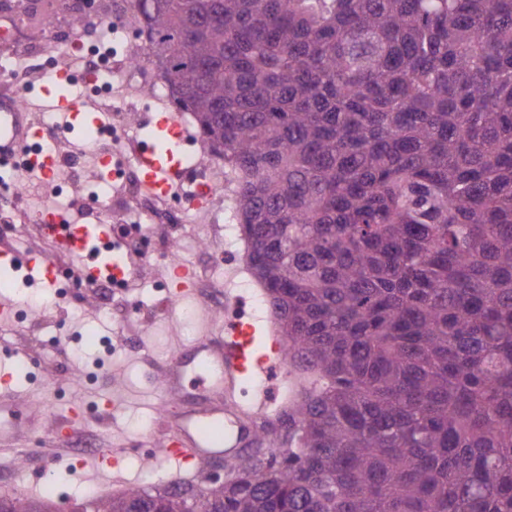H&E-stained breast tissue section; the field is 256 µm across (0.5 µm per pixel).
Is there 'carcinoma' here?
Here are the masks:
<instances>
[{
  "mask_svg": "<svg viewBox=\"0 0 512 512\" xmlns=\"http://www.w3.org/2000/svg\"><path fill=\"white\" fill-rule=\"evenodd\" d=\"M132 7L234 177L288 437L75 512H512V0Z\"/></svg>",
  "mask_w": 512,
  "mask_h": 512,
  "instance_id": "carcinoma-1",
  "label": "carcinoma"
}]
</instances>
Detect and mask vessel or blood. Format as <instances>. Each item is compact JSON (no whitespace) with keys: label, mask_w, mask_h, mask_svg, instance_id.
Masks as SVG:
<instances>
[{"label":"vessel or blood","mask_w":512,"mask_h":512,"mask_svg":"<svg viewBox=\"0 0 512 512\" xmlns=\"http://www.w3.org/2000/svg\"><path fill=\"white\" fill-rule=\"evenodd\" d=\"M26 111L18 94L0 97V155H9L17 142L34 129L24 120ZM147 146L138 149L134 161L143 188L160 196L176 192L182 166L186 132L176 113L157 108L150 120ZM53 207L43 210L44 232H62L69 254H85L89 241L104 237L102 224H69L58 228ZM237 300L225 296L224 311L231 320L223 335L205 329L188 349L177 350L164 372V390L176 399L179 410L169 417L162 454L180 478L195 474L200 464L215 458L232 459L243 453L253 437L248 421L276 405L280 389L288 382L282 347L276 337L258 338L255 326L237 314ZM248 377L264 378L268 386L249 406L234 400L237 386Z\"/></svg>","instance_id":"obj_1"}]
</instances>
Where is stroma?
Wrapping results in <instances>:
<instances>
[{"mask_svg":"<svg viewBox=\"0 0 512 512\" xmlns=\"http://www.w3.org/2000/svg\"><path fill=\"white\" fill-rule=\"evenodd\" d=\"M42 10L34 14L16 9L11 19L15 36L0 35V61L24 59L35 47L41 48L58 69H65L74 54L61 49L42 19L50 17L60 29L73 28L75 15L71 0H41ZM43 81H36L28 93L30 122L45 125L50 140L68 148L82 142L77 126L60 127L56 113L43 93ZM72 93L87 98L88 105H111L113 97L127 96L129 114L113 113V122H126L130 132L122 146L132 152L156 107L151 88L130 93L113 86L109 93L87 96L81 85ZM185 225L156 221L148 229L156 239L180 242L181 258L195 271L193 292L169 306L165 286L171 276L167 258L161 255L129 257L132 269L126 294L112 295L100 288L88 289L81 300L56 297L48 306L38 297L49 290L26 259L32 253L52 255L53 246L31 226L17 224L0 248L14 250L19 262L0 267V377L14 384L12 406L21 418L17 447L0 445V473H12L9 482L0 481V493L38 496L51 490L58 512H73L86 492L112 493L117 486L141 485L146 474L138 463L126 457L121 471L103 475L76 462L70 449L75 440L92 438L100 452L130 451L143 444H162L160 424L171 407L163 403L164 367L178 347L189 345L201 333L203 322L215 329L224 327V307L207 295L211 288H230L242 301L245 313L264 314L260 290L243 266L244 243L233 231L212 223L207 208L185 206ZM95 330L108 342L107 350L84 344L81 336ZM37 362L29 378L17 376L15 364L22 358ZM89 376L88 384L71 388L73 378ZM116 395L117 412H103L102 400ZM80 405L82 419L70 436L60 437L55 428L72 405Z\"/></svg>","mask_w":512,"mask_h":512,"instance_id":"1","label":"stroma"}]
</instances>
